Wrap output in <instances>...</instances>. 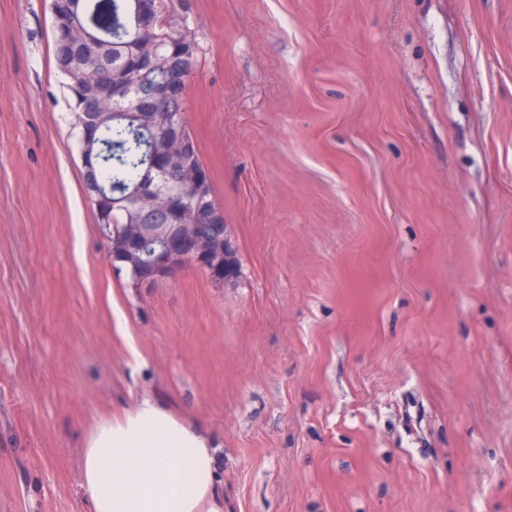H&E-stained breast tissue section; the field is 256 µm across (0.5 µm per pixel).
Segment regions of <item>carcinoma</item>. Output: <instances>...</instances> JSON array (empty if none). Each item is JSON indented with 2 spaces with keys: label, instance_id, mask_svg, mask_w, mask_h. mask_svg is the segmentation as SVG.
Wrapping results in <instances>:
<instances>
[{
  "label": "carcinoma",
  "instance_id": "obj_1",
  "mask_svg": "<svg viewBox=\"0 0 512 512\" xmlns=\"http://www.w3.org/2000/svg\"><path fill=\"white\" fill-rule=\"evenodd\" d=\"M167 4L160 0L154 25H141L137 0H59L57 18L53 19L54 61L67 60L66 74L78 79L86 67L93 66L99 75L102 91L92 97L95 111L102 117L97 132L83 135L81 158L93 169L100 196L90 195L98 224L108 225L105 236L108 258L126 260L122 267L134 283L141 277L142 258L136 245L127 237L129 224H150L152 218L141 217L132 206L136 187L151 175L156 157L163 149L165 127L170 108L156 106L158 126L142 125L133 112L141 97L152 95L153 84L142 77L140 66L144 50L161 36L175 38L185 46L184 69L171 79L186 84L197 52L188 35L165 21ZM200 200L189 199L172 213L167 223L184 234L195 224L209 223L211 213L220 210L213 198L211 183L201 190ZM212 261L226 266L230 276L239 272L236 256L224 258V239H213Z\"/></svg>",
  "mask_w": 512,
  "mask_h": 512
}]
</instances>
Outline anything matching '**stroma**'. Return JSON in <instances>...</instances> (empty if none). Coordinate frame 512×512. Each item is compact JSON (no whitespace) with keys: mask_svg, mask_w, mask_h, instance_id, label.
Segmentation results:
<instances>
[{"mask_svg":"<svg viewBox=\"0 0 512 512\" xmlns=\"http://www.w3.org/2000/svg\"><path fill=\"white\" fill-rule=\"evenodd\" d=\"M50 0H0V512L143 396L224 512H512V0H173L239 273L108 259Z\"/></svg>","mask_w":512,"mask_h":512,"instance_id":"1","label":"stroma"}]
</instances>
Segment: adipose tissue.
Listing matches in <instances>:
<instances>
[{
	"mask_svg": "<svg viewBox=\"0 0 512 512\" xmlns=\"http://www.w3.org/2000/svg\"><path fill=\"white\" fill-rule=\"evenodd\" d=\"M216 441L143 398L85 437L82 487L91 512H224Z\"/></svg>",
	"mask_w": 512,
	"mask_h": 512,
	"instance_id": "ef3b65f1",
	"label": "adipose tissue"
}]
</instances>
